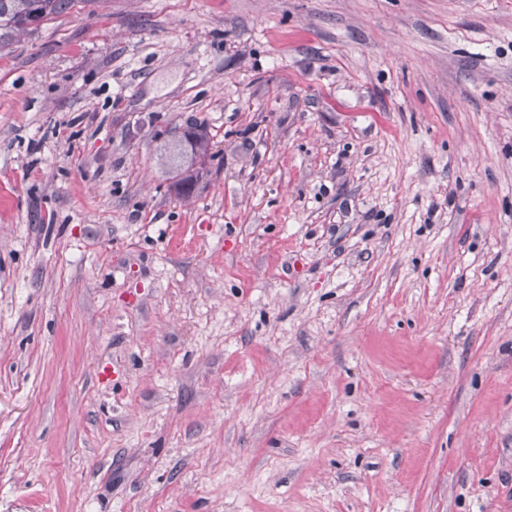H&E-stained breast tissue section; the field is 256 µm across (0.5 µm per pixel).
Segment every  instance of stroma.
<instances>
[{
  "mask_svg": "<svg viewBox=\"0 0 512 512\" xmlns=\"http://www.w3.org/2000/svg\"><path fill=\"white\" fill-rule=\"evenodd\" d=\"M0 512H512V0H74L1 48ZM185 130L190 132L192 141L178 135L165 143L162 151L174 179L172 187L180 190L184 198H189L193 194L197 169H202L213 153L211 139L202 125H191Z\"/></svg>",
  "mask_w": 512,
  "mask_h": 512,
  "instance_id": "1",
  "label": "stroma"
}]
</instances>
